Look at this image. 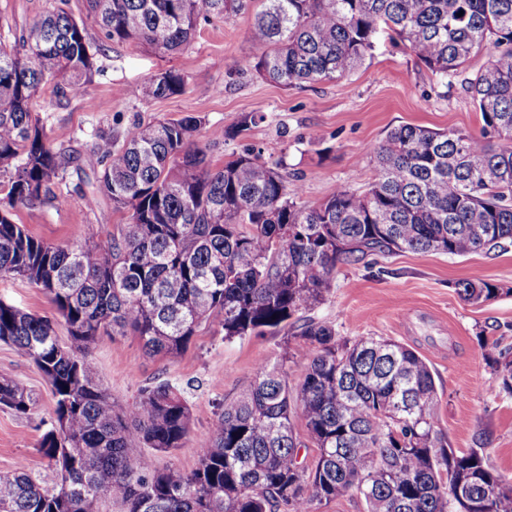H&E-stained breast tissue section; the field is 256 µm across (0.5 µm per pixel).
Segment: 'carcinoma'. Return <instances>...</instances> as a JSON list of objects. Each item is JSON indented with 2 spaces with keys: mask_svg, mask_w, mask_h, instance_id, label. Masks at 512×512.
<instances>
[{
  "mask_svg": "<svg viewBox=\"0 0 512 512\" xmlns=\"http://www.w3.org/2000/svg\"><path fill=\"white\" fill-rule=\"evenodd\" d=\"M254 0H87L76 19L55 0L21 36L0 41V191L7 204L53 200L68 161L47 144L31 102L48 75L77 96L98 71L103 47L87 22L117 45L176 52L198 26L246 11ZM243 65L282 87L341 79L385 34L431 71L458 77L475 51L489 60L462 85L481 114L479 133L419 125L388 131L369 154L377 176L317 204L260 150L214 168L199 142L200 117L132 126L116 148L105 138L85 158L94 173L85 205L103 196L128 223L100 240L94 225L51 243L0 207V277L49 296L55 317L0 298V342L22 351L54 397L52 428L39 443L59 473L50 488L26 470L0 476V512H318L331 500L364 499L367 512H512V478L489 469L483 449L458 452L436 426L438 392L426 361L393 339L341 338L309 321L280 360L260 362L249 387L224 405L186 473L158 469L141 452L182 446L191 408L183 389L160 381L118 410L98 377L93 346L136 338L150 356L181 354L201 326L224 339L275 335L326 300L340 264L393 251L466 256L512 242V0H261ZM166 70L144 94L184 91ZM480 304L502 288L456 284ZM61 318L67 341L59 340ZM303 359L292 386L288 364ZM512 394V353L488 357ZM30 391L0 377V409L26 415ZM300 419L317 448L295 432Z\"/></svg>",
  "mask_w": 512,
  "mask_h": 512,
  "instance_id": "carcinoma-1",
  "label": "carcinoma"
}]
</instances>
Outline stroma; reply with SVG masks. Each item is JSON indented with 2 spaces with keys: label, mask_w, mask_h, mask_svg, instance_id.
<instances>
[{
  "label": "stroma",
  "mask_w": 512,
  "mask_h": 512,
  "mask_svg": "<svg viewBox=\"0 0 512 512\" xmlns=\"http://www.w3.org/2000/svg\"><path fill=\"white\" fill-rule=\"evenodd\" d=\"M49 6V0H0V39L13 42ZM253 11L201 24L180 52L167 53L140 43H106L97 27L91 40L102 44L99 72L83 95L61 97L56 79H46L32 110L53 150L73 155L57 198L35 208L13 209L14 223L38 238L66 242L86 225L103 232L126 223L128 214L108 199L95 207L80 195L92 179L82 159L103 138L123 142L134 124L178 119L188 113L203 119L199 139L214 166L254 147L266 160L297 176L304 199L314 204L337 186L365 191L376 177L369 155L387 132L403 124L479 132L482 119L459 80H442L402 44L381 39L372 57L347 77L284 88L243 67L251 52ZM184 75L182 94L154 98L141 90L158 73ZM250 112L263 119L240 130ZM237 137H230L231 129ZM461 281H489L502 293L481 304L457 293ZM0 297L29 312L54 316L49 297L25 280L0 278ZM309 318L331 325L337 336H379L411 347L431 367L440 396L437 425L452 448L483 449L486 462L512 477V395L492 379L486 356L512 347V244L488 254L464 257L442 253L396 252L339 266L325 302ZM283 335L225 341L219 327H201L178 357H151L132 337H103L94 348L99 377L115 405H133L142 387L167 380L183 389L192 411L191 429L181 448L153 453L157 468L192 471L197 446L211 432L217 413L251 382L256 365L280 358ZM0 374L23 383L36 405L29 414L0 409V475L26 469L42 485L57 474L39 451L51 427V387L31 359L0 342Z\"/></svg>",
  "instance_id": "obj_1"
}]
</instances>
